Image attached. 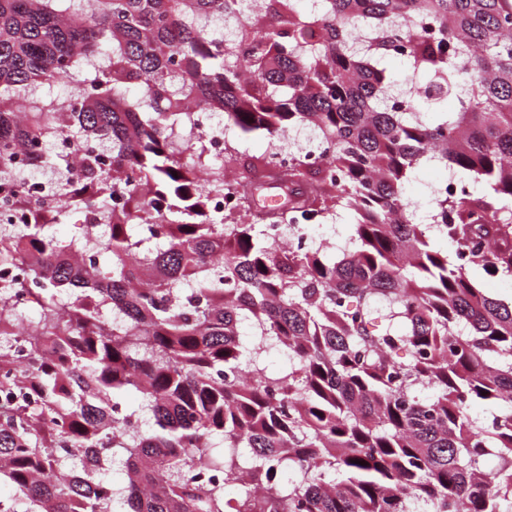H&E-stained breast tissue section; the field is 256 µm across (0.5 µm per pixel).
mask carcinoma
<instances>
[{
    "mask_svg": "<svg viewBox=\"0 0 512 512\" xmlns=\"http://www.w3.org/2000/svg\"><path fill=\"white\" fill-rule=\"evenodd\" d=\"M261 2L0 0V192L32 209L0 224V512H512V300L466 275L512 273V0ZM62 80L70 112L19 115ZM194 107L308 129L328 168L205 178ZM425 165L462 184L431 224ZM266 183L287 231L353 211L349 249L224 222ZM74 211L97 223L57 237ZM447 175L443 168L427 165L418 170L412 180L405 185V196L418 207L419 217L428 215L432 210V189ZM268 237L274 242H286L288 245L297 249H305L313 243L308 232H304L302 229L294 230L286 235L281 229L277 227H271L268 232Z\"/></svg>",
    "mask_w": 512,
    "mask_h": 512,
    "instance_id": "carcinoma-1",
    "label": "carcinoma"
}]
</instances>
